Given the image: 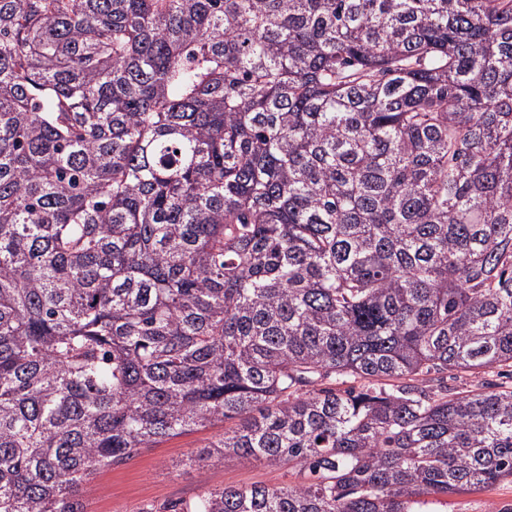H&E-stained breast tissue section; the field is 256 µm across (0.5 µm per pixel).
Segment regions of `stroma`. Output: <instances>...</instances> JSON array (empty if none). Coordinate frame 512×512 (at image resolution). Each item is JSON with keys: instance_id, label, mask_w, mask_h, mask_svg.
Returning <instances> with one entry per match:
<instances>
[{"instance_id": "stroma-1", "label": "stroma", "mask_w": 512, "mask_h": 512, "mask_svg": "<svg viewBox=\"0 0 512 512\" xmlns=\"http://www.w3.org/2000/svg\"><path fill=\"white\" fill-rule=\"evenodd\" d=\"M223 430L219 424L168 438L97 474L87 490L88 512H140L151 504L192 499L207 488L294 483L287 468L249 464L233 456L201 465L190 462L193 451ZM426 512H512V482L482 492L430 498Z\"/></svg>"}]
</instances>
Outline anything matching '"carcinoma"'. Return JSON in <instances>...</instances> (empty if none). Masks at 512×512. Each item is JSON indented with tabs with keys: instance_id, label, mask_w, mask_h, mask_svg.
<instances>
[{
	"instance_id": "obj_1",
	"label": "carcinoma",
	"mask_w": 512,
	"mask_h": 512,
	"mask_svg": "<svg viewBox=\"0 0 512 512\" xmlns=\"http://www.w3.org/2000/svg\"><path fill=\"white\" fill-rule=\"evenodd\" d=\"M502 367L512 0H0V512L233 419L299 480L142 512H421Z\"/></svg>"
}]
</instances>
